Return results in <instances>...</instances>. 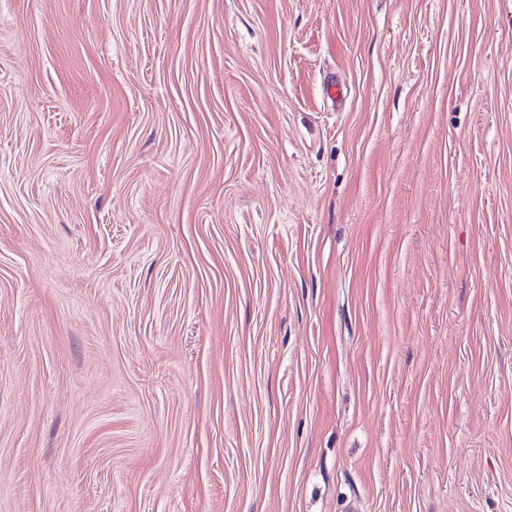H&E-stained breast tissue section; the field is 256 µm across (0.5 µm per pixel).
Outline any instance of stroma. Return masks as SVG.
<instances>
[{
  "label": "stroma",
  "instance_id": "obj_1",
  "mask_svg": "<svg viewBox=\"0 0 512 512\" xmlns=\"http://www.w3.org/2000/svg\"><path fill=\"white\" fill-rule=\"evenodd\" d=\"M353 500L512 512V0H0V512Z\"/></svg>",
  "mask_w": 512,
  "mask_h": 512
}]
</instances>
